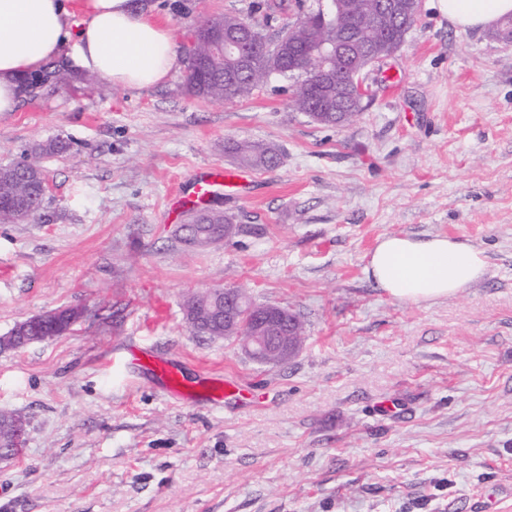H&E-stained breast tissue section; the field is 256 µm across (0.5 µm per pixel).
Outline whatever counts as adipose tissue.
<instances>
[{"mask_svg":"<svg viewBox=\"0 0 512 512\" xmlns=\"http://www.w3.org/2000/svg\"><path fill=\"white\" fill-rule=\"evenodd\" d=\"M451 24L482 28L512 0H439ZM63 56L112 84L142 89L179 66L170 29L145 0H0V112L16 111L19 80ZM366 271L392 299L413 305L455 296L487 273L484 252L446 236L386 235Z\"/></svg>","mask_w":512,"mask_h":512,"instance_id":"ef3b65f1","label":"adipose tissue"}]
</instances>
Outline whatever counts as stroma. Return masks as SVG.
I'll return each mask as SVG.
<instances>
[{"mask_svg": "<svg viewBox=\"0 0 512 512\" xmlns=\"http://www.w3.org/2000/svg\"><path fill=\"white\" fill-rule=\"evenodd\" d=\"M151 2L181 54L209 16L257 21L272 43L330 5ZM437 2L370 67L342 127L295 111L294 79L215 102L187 95L179 69L140 90L70 71L0 112V163L63 145L40 159L47 221L0 223V336L84 311L70 334L0 351V410L29 421L23 454L0 463V512H512V44ZM229 141L281 162L212 200L241 233L181 243L170 197L197 168H235ZM392 234L468 242L488 272L399 303L366 272ZM228 286L300 315L296 357L262 365L190 331L185 300ZM138 350L243 395L174 394L131 364Z\"/></svg>", "mask_w": 512, "mask_h": 512, "instance_id": "1", "label": "stroma"}]
</instances>
